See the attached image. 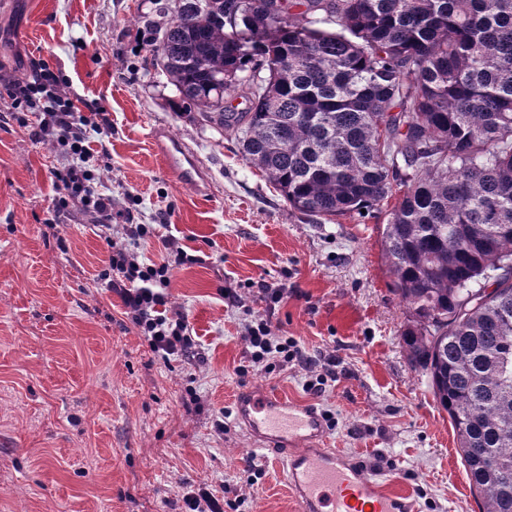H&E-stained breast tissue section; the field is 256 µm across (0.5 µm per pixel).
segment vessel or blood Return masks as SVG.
I'll list each match as a JSON object with an SVG mask.
<instances>
[{"label": "vessel or blood", "mask_w": 512, "mask_h": 512, "mask_svg": "<svg viewBox=\"0 0 512 512\" xmlns=\"http://www.w3.org/2000/svg\"><path fill=\"white\" fill-rule=\"evenodd\" d=\"M164 136L162 129L153 132L169 172L182 183L197 184L202 173L195 160L178 141ZM236 413L254 439L282 453L298 512H411L410 503L387 493L377 475L342 451L322 447L327 424L313 407L252 391L238 396Z\"/></svg>", "instance_id": "1"}]
</instances>
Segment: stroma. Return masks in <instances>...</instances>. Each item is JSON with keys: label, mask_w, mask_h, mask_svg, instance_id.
<instances>
[{"label": "stroma", "mask_w": 512, "mask_h": 512, "mask_svg": "<svg viewBox=\"0 0 512 512\" xmlns=\"http://www.w3.org/2000/svg\"><path fill=\"white\" fill-rule=\"evenodd\" d=\"M148 0H6L0 74L31 63L60 74L81 110L112 126L101 176L134 220L200 263L173 270L167 293L202 357L159 361L98 285L109 248L80 208L56 215L49 143L0 112V512H181L204 485L238 512H295L270 451L232 418L236 396L267 390L330 412L328 447L408 494L414 512H480L448 415L406 357L404 304L383 254L394 199L332 221L289 208L234 135L204 125L151 64L138 8ZM161 128L194 154L204 187L169 174L150 147ZM284 289L277 334L335 355L336 377L307 391V371L240 377L241 309L219 294ZM226 431H218V421Z\"/></svg>", "instance_id": "1"}]
</instances>
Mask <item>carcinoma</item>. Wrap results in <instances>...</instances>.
Returning <instances> with one entry per match:
<instances>
[{
	"label": "carcinoma",
	"instance_id": "cac0c4a2",
	"mask_svg": "<svg viewBox=\"0 0 512 512\" xmlns=\"http://www.w3.org/2000/svg\"><path fill=\"white\" fill-rule=\"evenodd\" d=\"M157 68L288 206L383 232L407 359L512 512V0H154ZM248 100L245 112L224 98Z\"/></svg>",
	"mask_w": 512,
	"mask_h": 512
}]
</instances>
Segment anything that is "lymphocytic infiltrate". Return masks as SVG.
<instances>
[{"mask_svg":"<svg viewBox=\"0 0 512 512\" xmlns=\"http://www.w3.org/2000/svg\"><path fill=\"white\" fill-rule=\"evenodd\" d=\"M12 114L33 113L31 125L34 140L52 145L61 158L54 177L62 194L56 203L57 212L67 211L70 204H79L95 224L104 229L112 227V213L120 202L101 184V173L109 155L107 147L92 149V135L102 134L104 127L96 117L78 111L66 93L63 82L42 65H31L28 74L0 76ZM157 236L154 225L125 224L121 237L109 240L108 268L101 280L111 293L120 297L126 317L137 328L150 350L161 361L174 357L188 360L198 358L197 341L182 312L170 306L166 288L173 269L195 262L172 238L161 240L166 252L161 262L141 260V242ZM284 291L267 288L263 291L264 314L251 315L243 327L246 345L245 365L239 375L270 374L290 367L309 370L308 391L320 392L336 365L335 358L318 361L309 356L291 336H280L272 329L269 316L282 303Z\"/></svg>","mask_w":512,"mask_h":512,"instance_id":"f902f5d3","label":"lymphocytic infiltrate"}]
</instances>
